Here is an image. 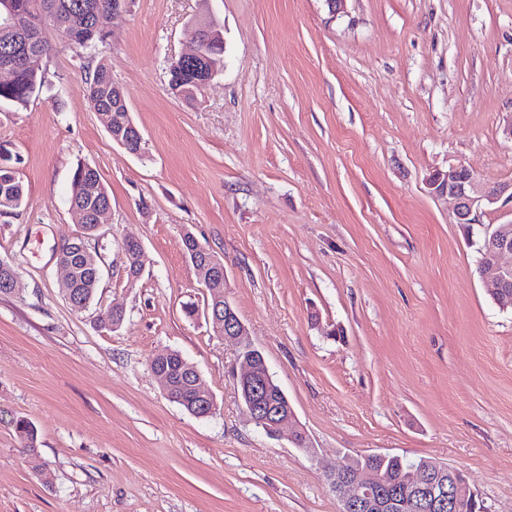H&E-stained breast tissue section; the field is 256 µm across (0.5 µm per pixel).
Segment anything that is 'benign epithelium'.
<instances>
[{
	"instance_id": "7a95c632",
	"label": "benign epithelium",
	"mask_w": 512,
	"mask_h": 512,
	"mask_svg": "<svg viewBox=\"0 0 512 512\" xmlns=\"http://www.w3.org/2000/svg\"><path fill=\"white\" fill-rule=\"evenodd\" d=\"M195 32V49L178 56L182 64L200 57L204 35L222 39L221 29L210 19L198 21ZM443 183L448 198L454 202L458 224H475L479 214L487 208L499 202L512 203V182L487 183L462 163L448 166ZM481 248L492 257L491 264L481 270V275L490 283V294L496 298L512 282V260H507L512 257V221L486 229ZM195 250L210 254L209 259L194 265L200 285L208 289L225 278L224 264L199 242L195 244ZM210 315L220 334L241 341L239 358L243 370L238 377V387L243 410L267 435L280 436L285 425L294 420L295 412L288 401L266 403L261 400V396L278 389L263 353L243 342L247 329L229 302H224V313H205L207 317ZM384 459L386 455L383 453H371L363 456L361 462L349 458L326 472L325 480L336 494L339 512H457L461 497L467 499L472 512L477 510L476 495L463 474L432 459H424L403 470L400 492L390 493L386 476L377 467V462Z\"/></svg>"
}]
</instances>
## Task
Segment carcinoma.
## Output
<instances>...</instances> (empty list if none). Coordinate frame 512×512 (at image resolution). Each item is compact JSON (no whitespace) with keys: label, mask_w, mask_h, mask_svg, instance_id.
I'll return each instance as SVG.
<instances>
[{"label":"carcinoma","mask_w":512,"mask_h":512,"mask_svg":"<svg viewBox=\"0 0 512 512\" xmlns=\"http://www.w3.org/2000/svg\"><path fill=\"white\" fill-rule=\"evenodd\" d=\"M17 11V22L11 29L0 27V66L6 62L18 64L13 82L0 84V100L26 105L37 89L43 86L45 70L43 62L52 50L57 37H66L80 50H95L104 45L109 37L112 23V2L114 0H12ZM200 65L208 70L220 72L224 69V44L212 42L201 45ZM179 66H169L170 89L182 87V99L192 100L197 87L188 81L177 79ZM88 99L96 112L110 114V127L122 128L128 135L133 149L140 146L135 131L126 128L131 113L121 86L112 77V68L101 60L94 71L86 77ZM110 198L106 184L93 177L83 165L73 173L70 191V205L84 210H94ZM24 202L23 189L15 172L0 169V209L3 211L19 208ZM96 232L90 222L82 224L81 235L64 242L58 259L70 264L74 291L83 301L94 298L100 282V267L97 255L88 248L87 239ZM139 246L126 244L121 247L125 258L128 278H135L141 271L138 258ZM18 272L13 265L0 264V295L17 294ZM151 370H159L169 377L171 386L168 399L181 406L188 413L203 417L213 407V400L196 397L194 384L199 369L177 351L153 355L149 360ZM16 433L21 447L28 449L30 463L39 470L36 448V431L25 420L16 422ZM411 464V460L392 456L383 465L389 481H399L400 472Z\"/></svg>","instance_id":"1"}]
</instances>
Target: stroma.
Wrapping results in <instances>:
<instances>
[{
    "instance_id": "obj_1",
    "label": "stroma",
    "mask_w": 512,
    "mask_h": 512,
    "mask_svg": "<svg viewBox=\"0 0 512 512\" xmlns=\"http://www.w3.org/2000/svg\"><path fill=\"white\" fill-rule=\"evenodd\" d=\"M215 18L224 71L186 102L169 64ZM102 55L143 143L91 108L95 63L56 39L26 106L0 102V166L25 190L0 213V512H338L325 473L348 455L461 470L512 512V312L477 267L488 209L456 223L434 173L512 181V0H131ZM112 206L88 244L101 281L74 310L58 247L82 231L77 164ZM219 255L224 295L292 404L307 448L244 412L239 345L204 315L184 232ZM143 245L129 282L120 245ZM126 316L100 326L112 305ZM175 350L213 397L196 417L148 366ZM37 429L34 472L15 432Z\"/></svg>"
}]
</instances>
